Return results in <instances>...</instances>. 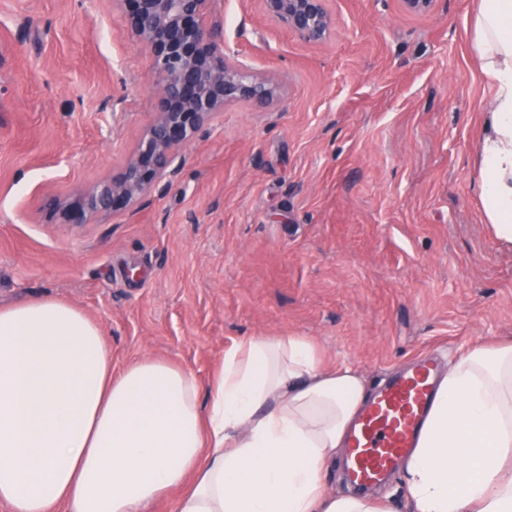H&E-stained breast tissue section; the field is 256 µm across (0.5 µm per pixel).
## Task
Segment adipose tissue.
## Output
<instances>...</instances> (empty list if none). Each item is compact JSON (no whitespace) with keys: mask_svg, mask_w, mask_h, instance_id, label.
<instances>
[{"mask_svg":"<svg viewBox=\"0 0 512 512\" xmlns=\"http://www.w3.org/2000/svg\"><path fill=\"white\" fill-rule=\"evenodd\" d=\"M473 48L493 89L481 199L512 243V0H479ZM370 391L299 336L247 337L207 391L142 359L113 375L102 328L54 297L0 306V502L11 512H392L326 478ZM401 480L412 512H512V344L450 362Z\"/></svg>","mask_w":512,"mask_h":512,"instance_id":"adipose-tissue-1","label":"adipose tissue"}]
</instances>
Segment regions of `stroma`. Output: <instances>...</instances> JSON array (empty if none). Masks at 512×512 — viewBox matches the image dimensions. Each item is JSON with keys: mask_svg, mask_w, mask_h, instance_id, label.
<instances>
[{"mask_svg": "<svg viewBox=\"0 0 512 512\" xmlns=\"http://www.w3.org/2000/svg\"><path fill=\"white\" fill-rule=\"evenodd\" d=\"M478 0H329L309 44L261 0H217L224 47L272 100L227 105L180 178L72 228L48 200L118 172L155 74L118 0H0V306L50 295L200 389L246 336H303L377 388L421 353L512 344V243L488 224L479 144L493 91Z\"/></svg>", "mask_w": 512, "mask_h": 512, "instance_id": "stroma-1", "label": "stroma"}]
</instances>
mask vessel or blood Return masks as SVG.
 <instances>
[{"label": "vessel or blood", "mask_w": 512, "mask_h": 512, "mask_svg": "<svg viewBox=\"0 0 512 512\" xmlns=\"http://www.w3.org/2000/svg\"><path fill=\"white\" fill-rule=\"evenodd\" d=\"M439 362L425 354L373 394L360 410L349 434L344 468L356 488L380 485L415 448L431 410Z\"/></svg>", "instance_id": "1"}]
</instances>
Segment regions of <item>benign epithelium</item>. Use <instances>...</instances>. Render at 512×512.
<instances>
[{
	"label": "benign epithelium",
	"instance_id": "1",
	"mask_svg": "<svg viewBox=\"0 0 512 512\" xmlns=\"http://www.w3.org/2000/svg\"><path fill=\"white\" fill-rule=\"evenodd\" d=\"M126 29L146 49L156 75L154 120L120 171L51 199L64 223L81 228L100 214L123 215L146 196L163 194L181 173L184 147L224 106L273 96L272 77L253 78L224 51L210 23L215 0H119ZM264 13L308 43L324 41L335 21L328 0H261ZM411 14L437 0H400Z\"/></svg>",
	"mask_w": 512,
	"mask_h": 512
}]
</instances>
